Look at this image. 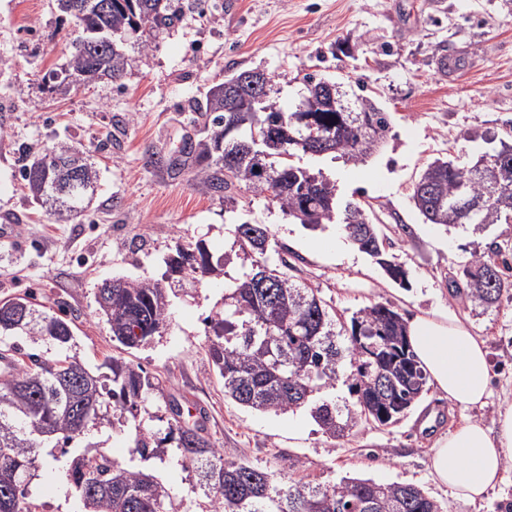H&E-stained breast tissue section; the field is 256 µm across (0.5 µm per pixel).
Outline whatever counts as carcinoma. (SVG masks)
<instances>
[{"label":"carcinoma","instance_id":"obj_1","mask_svg":"<svg viewBox=\"0 0 512 512\" xmlns=\"http://www.w3.org/2000/svg\"><path fill=\"white\" fill-rule=\"evenodd\" d=\"M61 15L74 20L66 34L69 59L48 74L51 88L75 80L106 77L121 81L131 65L115 36L134 34L151 46L160 30L179 17L173 0H56ZM300 105L284 111L271 99L272 80L264 76L265 100L258 104L247 87L215 85L205 94L206 135L195 146L197 189L224 195L236 185L266 195L288 217L317 229L342 216L348 238L403 285L406 272L389 260L385 237L358 203H341L336 185L322 172L293 165L298 152L335 153L358 164L372 155L389 130L387 113L343 83L306 76ZM352 108L340 111L327 92ZM267 128L252 142V122ZM321 132L318 143L312 132ZM22 181L28 195L59 218L85 214L97 191V171L80 151L58 143L40 155L21 149ZM280 158L277 165L267 162ZM412 200L428 224H512V145L505 140L470 164L437 159L413 186ZM237 242L254 257L253 272L224 293V308L205 317L209 354L224 381V396L260 412L284 414L302 408L322 432L340 439L361 424L388 425L405 416L421 397L426 374L407 340V321L393 306L375 303L355 313L350 326L337 324L319 289L292 274L284 258L271 266L273 248L264 224H240ZM159 279H114L109 306H98L112 341L137 349L166 325L169 292L165 283L181 274L216 271L203 242L180 243L163 258ZM449 282L452 298L490 308L512 299V253L493 241L461 265ZM34 318L5 329L1 336H25L59 356L46 357L16 343L0 372V512H33L31 484L47 467L64 472L81 512H444L441 504L412 484H383L343 477L333 485L284 481L269 467L226 461L204 427L183 423L180 405L139 364L109 356L102 367H87L69 354L72 321L46 309L33 292L0 300L7 315L20 306ZM354 401L340 405L326 397L338 383ZM152 395L162 397L166 423L158 437L135 424L136 455L124 464L89 446H79L90 428L124 425L137 419ZM197 476V497L188 502L157 475L168 451Z\"/></svg>","mask_w":512,"mask_h":512}]
</instances>
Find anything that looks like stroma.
<instances>
[{"label": "stroma", "instance_id": "stroma-1", "mask_svg": "<svg viewBox=\"0 0 512 512\" xmlns=\"http://www.w3.org/2000/svg\"><path fill=\"white\" fill-rule=\"evenodd\" d=\"M180 16L148 49L121 44L132 64L121 83L97 80L47 89L44 76L67 62L55 0H0V217L21 218L15 242L0 241V299L34 291L74 322L72 350L88 367L115 354L95 294L103 280L160 278L175 243L203 241L223 267L182 280L170 319L149 345L128 357L166 394L207 413L206 432L225 459L267 466L321 484L342 477L424 489L448 512H507L512 465L482 501L465 504L434 484L436 439L464 419L493 424L512 405V301L472 309L451 298L448 280L491 241H512V224L445 229L425 223L411 200L421 171L438 158L469 162L489 138L512 129V0H179ZM255 70L273 80L283 110L294 109L306 75L335 78L390 114L380 150L353 165L302 153L294 165L322 171L345 200L371 204L389 250L407 272L392 282L359 250L350 260L319 248L339 223L310 231L268 197L245 188L201 194L190 144L203 138L197 106L225 77ZM87 152L99 171L90 211L69 223L28 196L18 146L34 154L57 142ZM268 225L278 247L343 320L376 302L405 318L436 311L468 320L482 336L492 369L483 406L449 409L427 390L398 422L356 428L333 440L309 412L259 413L224 395L209 356L204 319L221 308L224 286L251 270L237 244L238 224ZM302 469H292L294 459ZM37 512H73L54 471L32 487Z\"/></svg>", "mask_w": 512, "mask_h": 512}]
</instances>
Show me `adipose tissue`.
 Instances as JSON below:
<instances>
[{
    "instance_id": "ef3b65f1",
    "label": "adipose tissue",
    "mask_w": 512,
    "mask_h": 512,
    "mask_svg": "<svg viewBox=\"0 0 512 512\" xmlns=\"http://www.w3.org/2000/svg\"><path fill=\"white\" fill-rule=\"evenodd\" d=\"M407 339L431 386L449 406L468 407L483 401L490 383L489 352L484 340L464 322L420 314L409 320ZM510 460L512 405L499 412L494 427L468 419L440 437L431 475L458 500L473 503L502 482Z\"/></svg>"
}]
</instances>
